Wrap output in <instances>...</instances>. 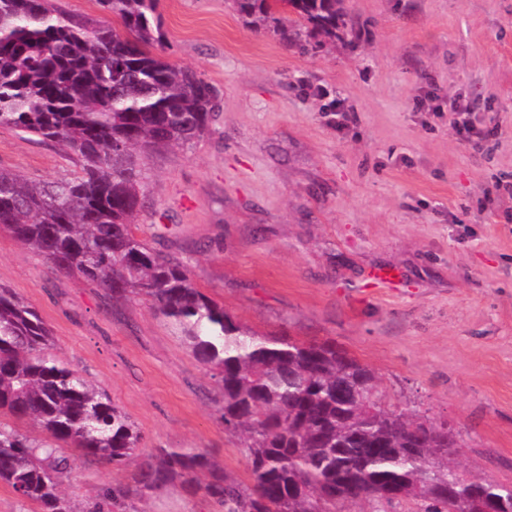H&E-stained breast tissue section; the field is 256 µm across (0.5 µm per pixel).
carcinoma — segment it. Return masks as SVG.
I'll return each mask as SVG.
<instances>
[{
  "mask_svg": "<svg viewBox=\"0 0 512 512\" xmlns=\"http://www.w3.org/2000/svg\"><path fill=\"white\" fill-rule=\"evenodd\" d=\"M119 32L76 17L55 0H0V127L62 142L83 162L64 181L30 183L0 171V229L114 298L135 293L182 333L213 372L224 430L239 436L247 480L198 448H158L127 485L106 487L112 506L179 486L217 512H373L419 502L448 512L460 499L512 512V483L468 476L457 436L391 407L374 372L333 343L260 336L195 287L189 265L135 232L143 206L141 154L190 145L209 131L220 93L151 51L162 41L157 0H96ZM344 0H235L237 11L288 45L341 37ZM293 13V24L276 7ZM0 482L38 512H75L63 492L68 450L122 465L141 435L110 398L52 352L39 313L0 287Z\"/></svg>",
  "mask_w": 512,
  "mask_h": 512,
  "instance_id": "obj_1",
  "label": "carcinoma"
}]
</instances>
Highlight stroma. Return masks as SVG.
Segmentation results:
<instances>
[{
    "instance_id": "stroma-1",
    "label": "stroma",
    "mask_w": 512,
    "mask_h": 512,
    "mask_svg": "<svg viewBox=\"0 0 512 512\" xmlns=\"http://www.w3.org/2000/svg\"><path fill=\"white\" fill-rule=\"evenodd\" d=\"M347 32L303 54L234 0H158L163 52L221 93L209 132L144 160L137 235L188 261L197 288L252 331L333 341L388 404L448 423L464 472L512 482V0H345ZM323 88L352 115L337 132ZM466 97L492 135L458 140ZM60 142L0 128V170L77 176ZM30 303L53 351L129 416L119 467L84 458L66 495L91 512L158 448H198L246 478L219 389L148 301L113 298L0 230V287ZM136 512H215L167 488ZM470 113L469 107L462 103L448 105V121L459 140L474 147H480V142L487 140L491 132L477 128L471 120Z\"/></svg>"
}]
</instances>
